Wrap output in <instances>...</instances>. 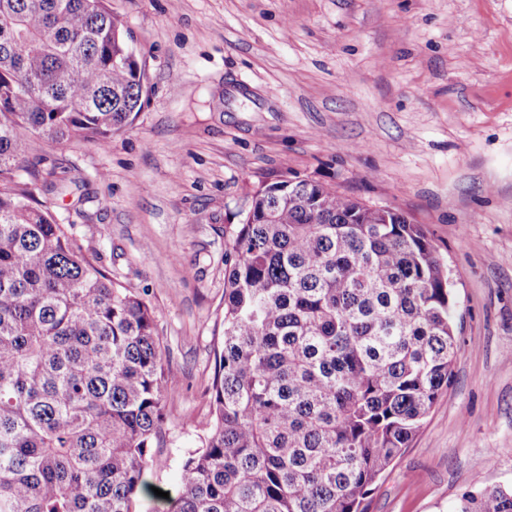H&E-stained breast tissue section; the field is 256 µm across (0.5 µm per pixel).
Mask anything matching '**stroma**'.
Here are the masks:
<instances>
[{
	"mask_svg": "<svg viewBox=\"0 0 512 512\" xmlns=\"http://www.w3.org/2000/svg\"><path fill=\"white\" fill-rule=\"evenodd\" d=\"M146 63L106 144L32 135L59 222L144 290L173 374L147 480L176 491L212 422L224 227L299 175L423 225L455 282L453 382L368 512L512 484V0H108Z\"/></svg>",
	"mask_w": 512,
	"mask_h": 512,
	"instance_id": "35a3bbf8",
	"label": "stroma"
}]
</instances>
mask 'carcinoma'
Segmentation results:
<instances>
[{"label":"carcinoma","mask_w":512,"mask_h":512,"mask_svg":"<svg viewBox=\"0 0 512 512\" xmlns=\"http://www.w3.org/2000/svg\"><path fill=\"white\" fill-rule=\"evenodd\" d=\"M146 79L103 0H0V512H133L149 490L169 394L153 309L17 174L35 133L110 141ZM247 202L224 230L214 424L164 512H366L452 382L448 265L404 212L309 178ZM455 512H512V487Z\"/></svg>","instance_id":"obj_1"}]
</instances>
